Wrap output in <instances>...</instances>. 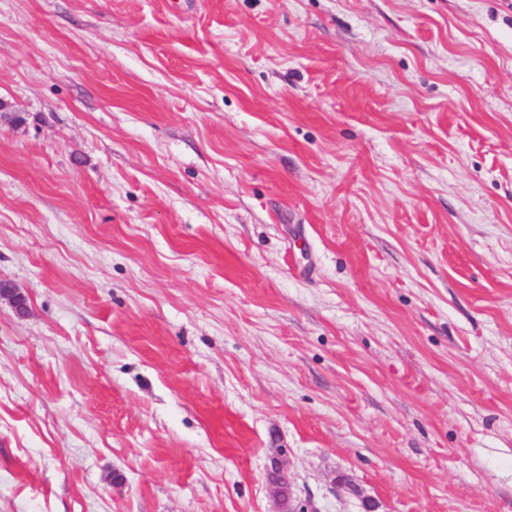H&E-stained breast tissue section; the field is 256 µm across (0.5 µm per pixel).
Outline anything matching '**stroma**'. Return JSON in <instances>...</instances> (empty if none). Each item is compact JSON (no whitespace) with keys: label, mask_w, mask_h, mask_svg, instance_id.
Wrapping results in <instances>:
<instances>
[{"label":"stroma","mask_w":512,"mask_h":512,"mask_svg":"<svg viewBox=\"0 0 512 512\" xmlns=\"http://www.w3.org/2000/svg\"><path fill=\"white\" fill-rule=\"evenodd\" d=\"M0 278V512H512V0H0ZM7 299L15 313L19 317H24L28 313V303L26 296L8 281L0 280V299Z\"/></svg>","instance_id":"35a3bbf8"}]
</instances>
